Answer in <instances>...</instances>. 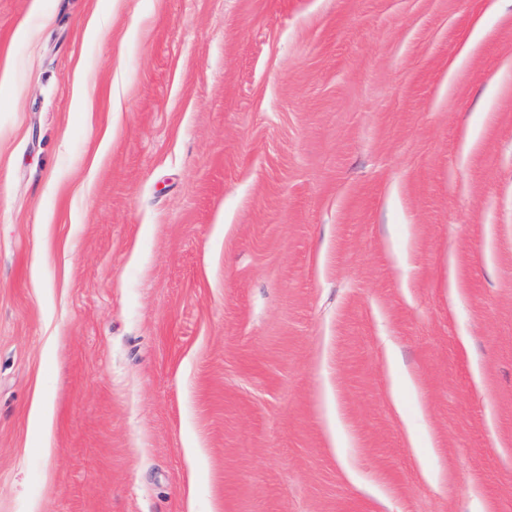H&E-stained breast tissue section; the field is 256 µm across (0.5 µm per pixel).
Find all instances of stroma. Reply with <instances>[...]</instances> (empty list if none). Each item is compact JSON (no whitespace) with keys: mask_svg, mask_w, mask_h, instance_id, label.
Wrapping results in <instances>:
<instances>
[{"mask_svg":"<svg viewBox=\"0 0 512 512\" xmlns=\"http://www.w3.org/2000/svg\"><path fill=\"white\" fill-rule=\"evenodd\" d=\"M7 62L0 512H512V0H0Z\"/></svg>","mask_w":512,"mask_h":512,"instance_id":"35a3bbf8","label":"stroma"}]
</instances>
